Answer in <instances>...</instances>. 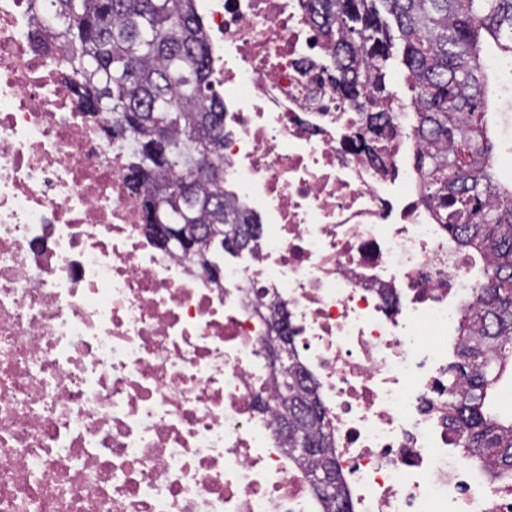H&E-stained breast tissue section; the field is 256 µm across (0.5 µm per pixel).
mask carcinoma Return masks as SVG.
Masks as SVG:
<instances>
[{
  "mask_svg": "<svg viewBox=\"0 0 512 512\" xmlns=\"http://www.w3.org/2000/svg\"><path fill=\"white\" fill-rule=\"evenodd\" d=\"M323 50L321 73L341 104L357 112V137L376 150L392 120L386 101L393 70L404 71L414 131L423 142L417 169L425 202L455 218L449 230L465 249L491 257L489 287L465 314L464 342L451 369L460 394L450 427L469 456L512 470V421L486 414L490 355L512 350V183L494 177L488 138L485 43L512 56V0H301ZM37 45L56 70L77 78L81 107L103 113L112 141L130 149L127 180L146 186L142 207L165 224H237L245 244L258 219L224 191V175L179 192L194 169L224 170V107L216 101L208 38L193 0H35ZM288 407V449L308 464L330 453L325 416L297 362L277 381L270 409ZM325 512H349L313 487Z\"/></svg>",
  "mask_w": 512,
  "mask_h": 512,
  "instance_id": "1",
  "label": "carcinoma"
}]
</instances>
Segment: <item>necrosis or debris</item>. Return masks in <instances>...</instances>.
<instances>
[{
    "label": "necrosis or debris",
    "instance_id": "4bbe7bcc",
    "mask_svg": "<svg viewBox=\"0 0 512 512\" xmlns=\"http://www.w3.org/2000/svg\"><path fill=\"white\" fill-rule=\"evenodd\" d=\"M195 3L224 184L263 230L216 283L144 231L130 154L0 0V512H323L268 408L278 306L351 512H512V472L448 429L490 259L423 203L408 112L373 155L300 0Z\"/></svg>",
    "mask_w": 512,
    "mask_h": 512
}]
</instances>
